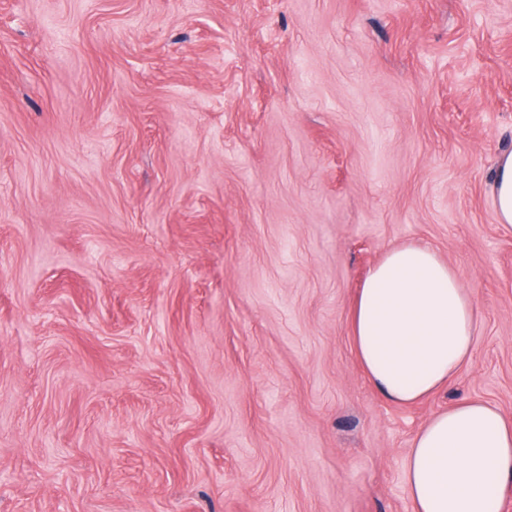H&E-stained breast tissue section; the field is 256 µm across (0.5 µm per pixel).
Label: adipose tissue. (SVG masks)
Listing matches in <instances>:
<instances>
[{
	"label": "adipose tissue",
	"instance_id": "obj_1",
	"mask_svg": "<svg viewBox=\"0 0 512 512\" xmlns=\"http://www.w3.org/2000/svg\"><path fill=\"white\" fill-rule=\"evenodd\" d=\"M500 224L512 226V151L495 162ZM475 300L430 247L388 251L358 290L351 318L356 355L374 387L409 406L447 387L471 361ZM413 512H499L512 485V421L470 399L432 416L404 461Z\"/></svg>",
	"mask_w": 512,
	"mask_h": 512
}]
</instances>
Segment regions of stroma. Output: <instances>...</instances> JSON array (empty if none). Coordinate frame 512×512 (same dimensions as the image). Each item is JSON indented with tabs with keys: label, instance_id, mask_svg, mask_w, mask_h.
I'll return each instance as SVG.
<instances>
[{
	"label": "stroma",
	"instance_id": "35a3bbf8",
	"mask_svg": "<svg viewBox=\"0 0 512 512\" xmlns=\"http://www.w3.org/2000/svg\"><path fill=\"white\" fill-rule=\"evenodd\" d=\"M512 0H0V512H412L512 419ZM426 245L473 357L400 406L350 318ZM493 192L498 222L512 226V151L504 152L496 159ZM413 512H498L512 484V421L470 399L432 416L404 461Z\"/></svg>",
	"mask_w": 512,
	"mask_h": 512
}]
</instances>
